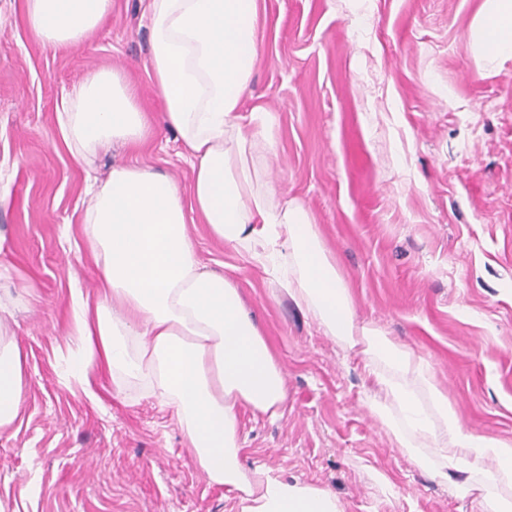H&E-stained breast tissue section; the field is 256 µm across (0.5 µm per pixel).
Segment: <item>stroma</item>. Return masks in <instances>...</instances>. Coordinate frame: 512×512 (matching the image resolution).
I'll return each instance as SVG.
<instances>
[{
  "instance_id": "1",
  "label": "stroma",
  "mask_w": 512,
  "mask_h": 512,
  "mask_svg": "<svg viewBox=\"0 0 512 512\" xmlns=\"http://www.w3.org/2000/svg\"><path fill=\"white\" fill-rule=\"evenodd\" d=\"M483 0H258L262 54L242 113L274 117L268 175L309 210L348 282L357 320L411 347L461 424L512 441V58L486 65L469 36ZM143 0H112L82 42L41 43L25 0H0V293L27 357L21 412L0 435L5 512H232L169 411L153 398L93 394L64 377L78 339L72 289L95 298L79 235L91 177L126 160L192 172L146 65ZM132 81L152 125L143 146L93 166L62 143L56 107L89 74ZM198 257L229 276L284 374L282 418L239 410L240 461L329 489L344 512H478L415 467L370 411L363 358L301 313L269 273L216 241L200 217Z\"/></svg>"
}]
</instances>
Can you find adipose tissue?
<instances>
[{"label":"adipose tissue","mask_w":512,"mask_h":512,"mask_svg":"<svg viewBox=\"0 0 512 512\" xmlns=\"http://www.w3.org/2000/svg\"><path fill=\"white\" fill-rule=\"evenodd\" d=\"M112 0H26L27 24L56 46L81 42ZM149 73L162 96L161 119L178 136L192 173L191 205L151 168L114 163L89 191L80 226L104 291L73 293L79 336L67 376L90 386L106 367L117 392L152 397L170 411L210 483L236 494L235 512H343L330 491L239 460L238 412L275 420L287 387L239 287L197 257L187 209L210 234L270 271L324 335L360 347L379 387L372 409L419 469L465 495L480 512H512L497 488L512 478V442L464 429L423 362L375 324L357 321L349 288L308 209L279 196L267 176L270 137L248 136L270 114L240 112L260 59L258 0H146ZM470 37L489 59L512 57V0H483ZM61 139L91 163L100 150L144 140L148 120L114 73L88 75L57 106ZM26 358L0 324V433L23 401ZM493 459L495 469L484 468Z\"/></svg>","instance_id":"adipose-tissue-1"}]
</instances>
